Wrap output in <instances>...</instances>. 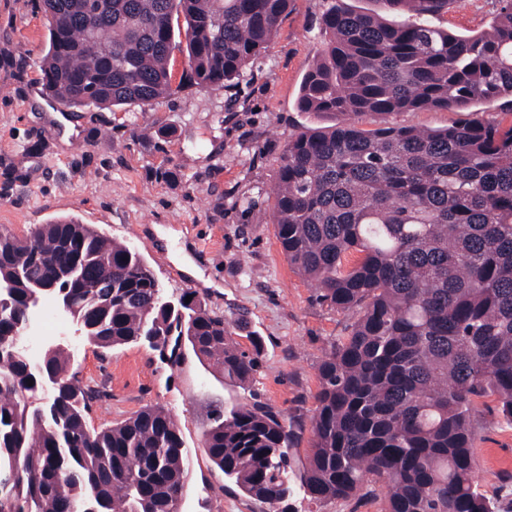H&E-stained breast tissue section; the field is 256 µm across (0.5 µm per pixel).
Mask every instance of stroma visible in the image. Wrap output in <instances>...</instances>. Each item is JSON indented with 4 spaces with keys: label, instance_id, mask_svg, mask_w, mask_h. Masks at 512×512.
Returning <instances> with one entry per match:
<instances>
[{
    "label": "stroma",
    "instance_id": "1",
    "mask_svg": "<svg viewBox=\"0 0 512 512\" xmlns=\"http://www.w3.org/2000/svg\"><path fill=\"white\" fill-rule=\"evenodd\" d=\"M324 0H292L265 51L229 88L186 80L184 47L173 51L181 89L152 107L87 109L31 95L41 83L48 22L38 0H0V228L22 237L36 224L68 218L135 247L166 292L189 294L223 314L231 339L257 351L259 367L238 383L220 366L182 350L164 363L143 344L105 352L65 316L50 343L70 355L79 378L103 396L88 416L105 427L159 403L175 416L189 454L180 512H385L384 482L367 480L345 500L296 494L282 503L247 496L210 461L213 416L259 403L292 425L293 454L306 464L319 367L350 336L356 315L319 298L288 262L273 206L279 157L289 134L332 125L298 108L302 80L322 47ZM498 0H450L440 25L487 30ZM480 117L512 123V103L475 111L423 109L355 115L363 129L438 130ZM476 478L501 512H512V424L494 398L473 413Z\"/></svg>",
    "mask_w": 512,
    "mask_h": 512
}]
</instances>
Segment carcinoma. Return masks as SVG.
Wrapping results in <instances>:
<instances>
[{"instance_id":"cac0c4a2","label":"carcinoma","mask_w":512,"mask_h":512,"mask_svg":"<svg viewBox=\"0 0 512 512\" xmlns=\"http://www.w3.org/2000/svg\"><path fill=\"white\" fill-rule=\"evenodd\" d=\"M360 12L327 0L324 48L299 109L338 118L288 136L274 224L288 262L321 300L358 313L319 368L314 445L298 466L293 428L260 404L233 406L206 433L212 464L248 496L346 499L370 478L387 512H497L480 491L474 403L512 422V125L365 130L348 116L512 103V0L490 30L431 23L448 0H377ZM291 0H41L43 93L73 107L152 106L173 88L174 21L184 18L190 78L235 84ZM416 20L393 22L384 12ZM362 254L352 267L344 257ZM0 512H171L189 478L171 412L144 407L95 429L97 391L59 347L31 366L22 334L36 303L67 310L109 351L146 344L200 359L244 383L258 359L230 344L224 315L166 294L141 253L89 224L0 228ZM37 293L38 302L29 301Z\"/></svg>"}]
</instances>
